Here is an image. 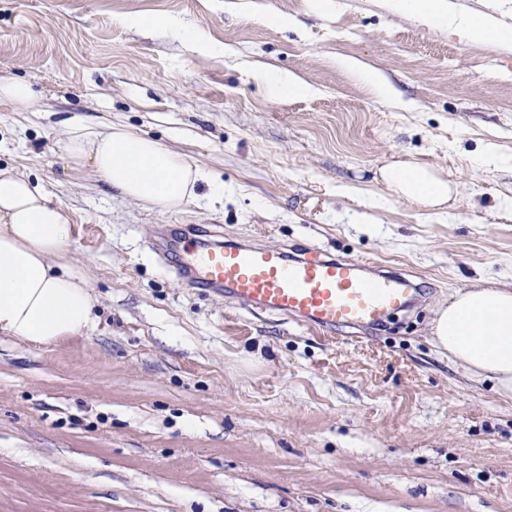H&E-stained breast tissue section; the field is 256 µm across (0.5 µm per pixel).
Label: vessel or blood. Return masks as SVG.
<instances>
[{"instance_id":"vessel-or-blood-1","label":"vessel or blood","mask_w":512,"mask_h":512,"mask_svg":"<svg viewBox=\"0 0 512 512\" xmlns=\"http://www.w3.org/2000/svg\"><path fill=\"white\" fill-rule=\"evenodd\" d=\"M216 230L192 235L189 246L158 238L177 276L230 302L295 317L320 331L376 327L406 309L414 290L398 276L371 277L362 263L307 248L300 255L261 244H224Z\"/></svg>"}]
</instances>
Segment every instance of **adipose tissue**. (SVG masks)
Masks as SVG:
<instances>
[{
	"label": "adipose tissue",
	"instance_id": "obj_1",
	"mask_svg": "<svg viewBox=\"0 0 512 512\" xmlns=\"http://www.w3.org/2000/svg\"><path fill=\"white\" fill-rule=\"evenodd\" d=\"M400 13L433 26H453L480 44L512 46V30L494 17L464 13L452 0H391ZM72 167L89 169L127 199L179 209L196 198L208 175L156 140L114 126L77 129L66 143ZM382 178L400 198L431 213L448 203L450 182L427 167L399 161ZM73 234L66 207L16 170L0 169V334L52 345L82 334L96 319L98 299L81 270L59 264ZM431 345L475 381H494L512 398V288L489 281L454 290L431 323Z\"/></svg>",
	"mask_w": 512,
	"mask_h": 512
}]
</instances>
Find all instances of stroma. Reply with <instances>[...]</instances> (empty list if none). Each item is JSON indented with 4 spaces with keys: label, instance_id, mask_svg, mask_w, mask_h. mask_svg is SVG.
I'll return each instance as SVG.
<instances>
[{
    "label": "stroma",
    "instance_id": "obj_1",
    "mask_svg": "<svg viewBox=\"0 0 512 512\" xmlns=\"http://www.w3.org/2000/svg\"><path fill=\"white\" fill-rule=\"evenodd\" d=\"M261 71L307 89L270 95ZM14 79L36 98L0 103V166L67 207L63 261L100 305L57 344L0 334V512H512V400L429 333L453 290L512 283V51L386 0H0ZM117 124L206 168L223 203L201 182L163 210L66 166L69 131ZM398 160L456 186L444 214L380 180ZM213 224L370 261L422 300L323 333L213 297L153 250Z\"/></svg>",
    "mask_w": 512,
    "mask_h": 512
}]
</instances>
